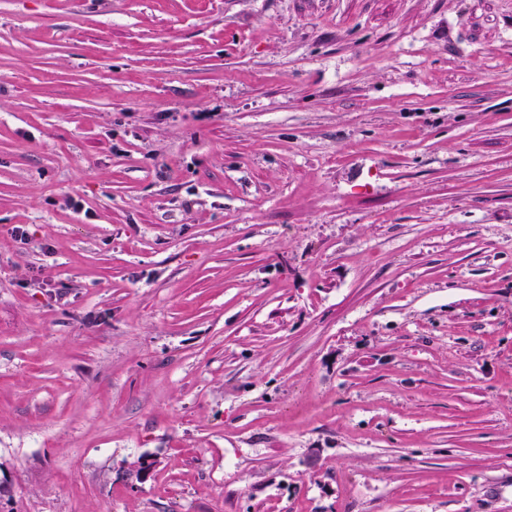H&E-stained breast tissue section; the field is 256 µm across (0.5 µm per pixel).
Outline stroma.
<instances>
[{"mask_svg":"<svg viewBox=\"0 0 512 512\" xmlns=\"http://www.w3.org/2000/svg\"><path fill=\"white\" fill-rule=\"evenodd\" d=\"M0 485L512 512V0H0Z\"/></svg>","mask_w":512,"mask_h":512,"instance_id":"1","label":"stroma"}]
</instances>
